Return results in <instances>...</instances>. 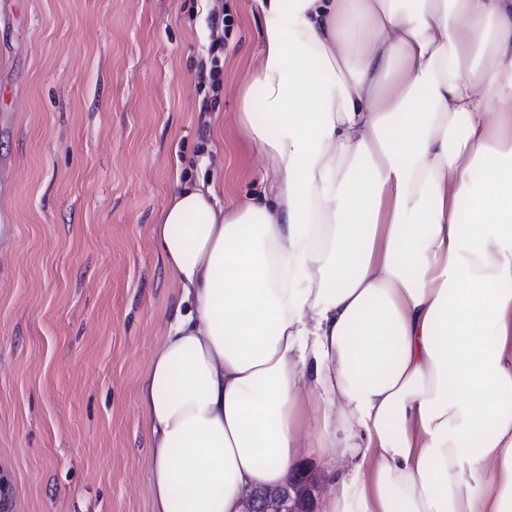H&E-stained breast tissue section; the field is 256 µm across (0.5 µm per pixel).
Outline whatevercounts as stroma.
Returning a JSON list of instances; mask_svg holds the SVG:
<instances>
[{
	"mask_svg": "<svg viewBox=\"0 0 512 512\" xmlns=\"http://www.w3.org/2000/svg\"><path fill=\"white\" fill-rule=\"evenodd\" d=\"M0 0V512H151L139 381L177 298L152 230L179 184L266 189L238 130L262 42L223 0ZM222 53V57L224 55V41L217 39L213 41L209 48V56L210 59V68L209 70H204V67L201 71V83L205 84V77L208 78L210 88L213 92L217 91L221 85V73L223 71V64L221 65L220 54Z\"/></svg>",
	"mask_w": 512,
	"mask_h": 512,
	"instance_id": "stroma-1",
	"label": "stroma"
}]
</instances>
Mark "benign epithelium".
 I'll return each mask as SVG.
<instances>
[{"mask_svg":"<svg viewBox=\"0 0 512 512\" xmlns=\"http://www.w3.org/2000/svg\"><path fill=\"white\" fill-rule=\"evenodd\" d=\"M313 488L310 474L301 468L284 487L246 491L241 512H315Z\"/></svg>","mask_w":512,"mask_h":512,"instance_id":"1","label":"benign epithelium"}]
</instances>
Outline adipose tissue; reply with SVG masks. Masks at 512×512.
<instances>
[{"instance_id": "obj_1", "label": "adipose tissue", "mask_w": 512, "mask_h": 512, "mask_svg": "<svg viewBox=\"0 0 512 512\" xmlns=\"http://www.w3.org/2000/svg\"><path fill=\"white\" fill-rule=\"evenodd\" d=\"M255 2L270 193L186 183L153 230L152 512H238L312 455L321 512H512V0Z\"/></svg>"}]
</instances>
